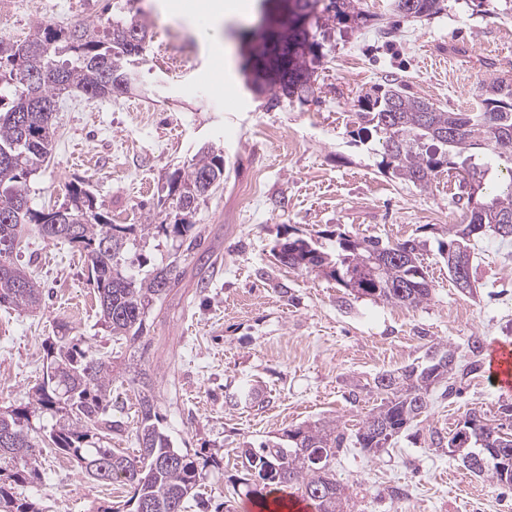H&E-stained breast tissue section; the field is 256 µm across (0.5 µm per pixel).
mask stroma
I'll return each instance as SVG.
<instances>
[{
  "mask_svg": "<svg viewBox=\"0 0 512 512\" xmlns=\"http://www.w3.org/2000/svg\"><path fill=\"white\" fill-rule=\"evenodd\" d=\"M148 30L133 94L101 101L74 91L53 114L50 160L26 182L36 209L61 206L66 187L83 182L114 224L163 221L160 199L172 174L204 144L224 149V182L193 218L199 248L186 251L164 233L131 234L123 254L144 272L177 262L181 277L148 313L146 347L115 343L102 324L83 255L21 234L17 264L42 286L32 312L0 306V407L28 408L48 341L60 325L114 365L143 362L154 375L161 424L177 447L204 465L203 512H255L241 489L239 449L283 429L333 419L347 435L380 405L375 378L421 361L435 343L459 363L473 340L512 343V242L486 234L475 245L470 290L456 288L438 244L462 223L467 203L458 179L440 174L428 190L384 176L379 155L353 146L358 97L384 76L446 111L473 112L491 78L512 77V11H472L444 0L440 13L406 18L390 0H359L373 26L333 34L316 65L315 95L269 110L245 86L240 25L228 16L213 32L203 0H150ZM112 0H12L0 11V37L22 42L37 22L70 25L104 15ZM468 44L471 66L448 63V42ZM337 231L351 237L425 241L430 301L408 308L358 298L334 280L276 264L288 237ZM458 383V393L429 396L422 422L380 454L346 446L332 469L352 512H512V485L469 471L432 445L431 432H454L469 411L505 422L512 390L500 388L489 355ZM138 402L131 384L112 385V445L135 450ZM41 478L21 486L41 512H102L127 500L126 486L101 485L66 455L40 454ZM474 487L461 497L446 474Z\"/></svg>",
  "mask_w": 512,
  "mask_h": 512,
  "instance_id": "obj_1",
  "label": "stroma"
}]
</instances>
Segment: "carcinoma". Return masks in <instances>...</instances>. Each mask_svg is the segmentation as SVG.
Here are the masks:
<instances>
[{
	"instance_id": "carcinoma-1",
	"label": "carcinoma",
	"mask_w": 512,
	"mask_h": 512,
	"mask_svg": "<svg viewBox=\"0 0 512 512\" xmlns=\"http://www.w3.org/2000/svg\"><path fill=\"white\" fill-rule=\"evenodd\" d=\"M288 35L279 44L253 50L249 78L256 94H270L266 106L282 100L304 102L315 92V61L329 22L366 21L357 0H294ZM392 0L391 7L403 17L430 16L442 10V0ZM305 28L301 50L293 53L288 67L280 57L290 53L296 40L294 29ZM148 33L144 24L127 16L124 8L110 16L71 26L38 22L34 34L19 45L0 38V305L29 312L40 306V284L13 262L19 235L27 224L37 226L46 239L64 243L86 257L97 291L100 317L118 341L136 344L148 336L150 307L165 299L180 277L177 262L140 275L121 263L130 225L113 224L96 207L92 193L82 184L67 186V202L56 209H35L26 191L27 177L51 154L52 123L60 98L79 91L91 99L130 93L135 78L131 62L140 60ZM477 112L439 111L424 99L407 94L394 81L377 84L359 97L360 131H374L380 148L379 167L391 177L410 182L422 190L445 170L460 168L467 187H476L475 204L466 223L448 227V242L441 253L471 250L473 242L504 218H512V170L509 177L487 191L488 168L475 162V151L489 143L486 153L512 163V79L496 77L480 88ZM454 126L458 136L442 142L435 132ZM224 182V154L213 147L201 148L184 170H177L168 183L166 200L173 223L160 226L147 219L139 225L141 235L160 227L173 238L199 246V235H191L193 215L201 201ZM424 243L408 238L397 242L379 237L352 238L336 234V245L326 249L302 238L286 239L274 254L283 266L319 271L357 297L417 308L428 302L432 285L420 251ZM473 360L456 364L448 346H431L422 363L375 378L384 395L381 404L360 422L354 443L369 454H378L402 430L427 413L430 386L445 384L442 396L453 390V377L464 378L481 367L483 343L473 341ZM46 360L67 372L57 381L46 376L35 388V404L52 412L57 420L49 431L48 448L68 455L95 481H118L128 486L129 512H188L197 502V488L204 468L187 452L172 445L159 427L152 381L147 370L128 364L122 374L139 386L135 437L132 453L111 447L112 420L106 411L112 402L116 380L112 361L83 349L74 340L60 336L46 344ZM6 439L0 460L22 464L12 473V484L0 482V512H39L35 503L16 496L14 486L40 478L36 448L38 438L29 427V411L0 410V439ZM439 447L460 442L458 454L468 459L483 454L478 467L465 463L472 472L487 475L496 484L512 485V474L504 475L485 448L512 453V433L504 424L495 426L477 411L466 416L462 426L445 438L432 433ZM344 445V433L334 419H319L284 432L279 441L267 440L241 452L247 475L268 466L275 477L262 483L279 491H297L315 512H347L348 498L336 481L330 463Z\"/></svg>"
}]
</instances>
